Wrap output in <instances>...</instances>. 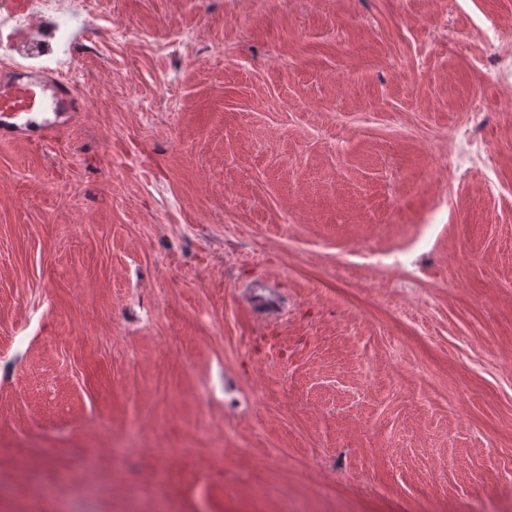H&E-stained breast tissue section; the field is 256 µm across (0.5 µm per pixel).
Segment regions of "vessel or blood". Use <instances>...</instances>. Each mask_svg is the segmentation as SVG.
Listing matches in <instances>:
<instances>
[{
    "label": "vessel or blood",
    "instance_id": "b4317fda",
    "mask_svg": "<svg viewBox=\"0 0 512 512\" xmlns=\"http://www.w3.org/2000/svg\"><path fill=\"white\" fill-rule=\"evenodd\" d=\"M77 104L74 89L62 82L47 81L39 71L20 68L0 77V140L32 131L36 136L52 135L60 125L56 114L72 111ZM269 281L262 280L244 290L249 310L274 321L280 315L277 298L267 295Z\"/></svg>",
    "mask_w": 512,
    "mask_h": 512
}]
</instances>
